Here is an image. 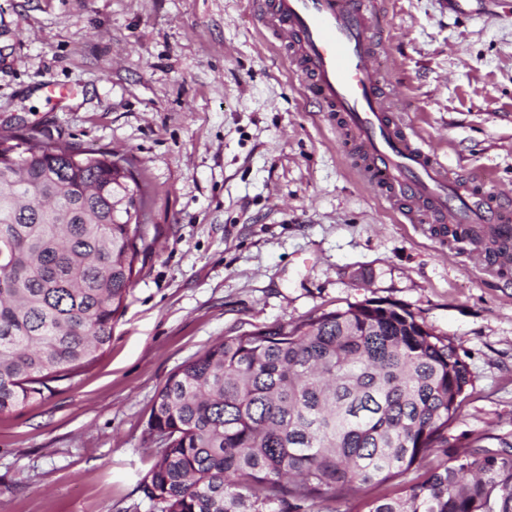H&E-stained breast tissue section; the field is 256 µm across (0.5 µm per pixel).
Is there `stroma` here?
<instances>
[{"label": "stroma", "mask_w": 512, "mask_h": 512, "mask_svg": "<svg viewBox=\"0 0 512 512\" xmlns=\"http://www.w3.org/2000/svg\"><path fill=\"white\" fill-rule=\"evenodd\" d=\"M411 132L512 189V0H383ZM255 0H0V129L128 155L149 189L107 351L0 414V512H153L158 390L224 337L350 304L400 306L472 380L451 434L512 440V270L440 251L343 155ZM58 92L49 94L43 81Z\"/></svg>", "instance_id": "1"}]
</instances>
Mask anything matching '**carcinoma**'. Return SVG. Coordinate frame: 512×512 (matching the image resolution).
Instances as JSON below:
<instances>
[{"label":"carcinoma","instance_id":"1","mask_svg":"<svg viewBox=\"0 0 512 512\" xmlns=\"http://www.w3.org/2000/svg\"><path fill=\"white\" fill-rule=\"evenodd\" d=\"M148 200L127 155L0 130V414L109 347ZM470 385L454 342L403 308L227 336L158 391L142 492L158 512H306L396 481L368 512H512V442L459 452L448 434ZM433 448L443 461L402 481Z\"/></svg>","mask_w":512,"mask_h":512}]
</instances>
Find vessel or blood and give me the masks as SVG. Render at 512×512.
Instances as JSON below:
<instances>
[{"label": "vessel or blood", "instance_id": "b4317fda", "mask_svg": "<svg viewBox=\"0 0 512 512\" xmlns=\"http://www.w3.org/2000/svg\"><path fill=\"white\" fill-rule=\"evenodd\" d=\"M257 19L288 52L363 178L412 224H447L443 248L512 242V193L486 192L410 136L381 81L377 0H257Z\"/></svg>", "mask_w": 512, "mask_h": 512}]
</instances>
